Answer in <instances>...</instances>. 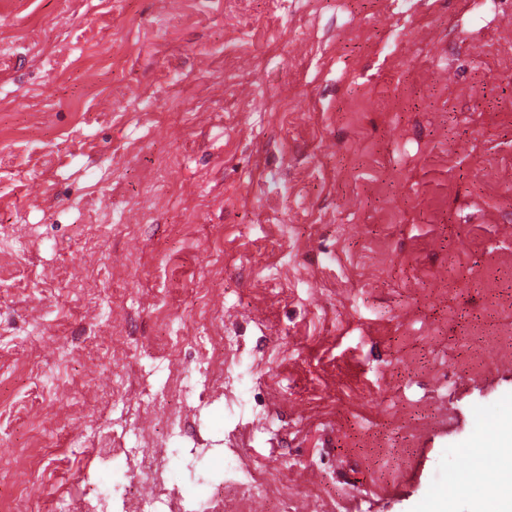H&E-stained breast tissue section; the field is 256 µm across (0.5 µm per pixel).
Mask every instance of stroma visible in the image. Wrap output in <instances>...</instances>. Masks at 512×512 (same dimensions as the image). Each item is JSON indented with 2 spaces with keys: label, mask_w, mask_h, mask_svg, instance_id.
<instances>
[{
  "label": "stroma",
  "mask_w": 512,
  "mask_h": 512,
  "mask_svg": "<svg viewBox=\"0 0 512 512\" xmlns=\"http://www.w3.org/2000/svg\"><path fill=\"white\" fill-rule=\"evenodd\" d=\"M511 274L512 0H0V512H498ZM226 474L229 475V477L224 479V482L232 483L236 490L241 488L247 490L259 489L267 482V479L262 475L240 465L236 467L228 465L224 469V476Z\"/></svg>",
  "instance_id": "stroma-1"
}]
</instances>
